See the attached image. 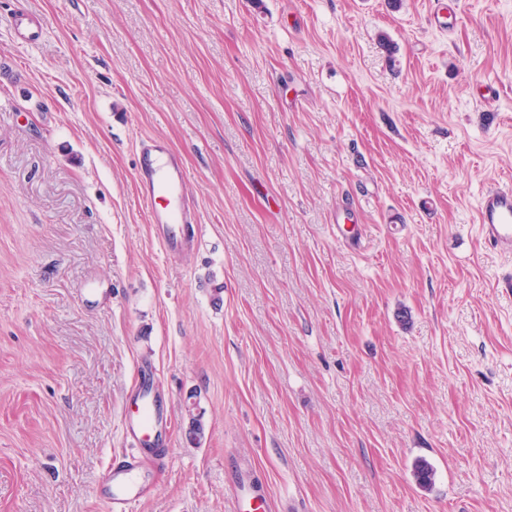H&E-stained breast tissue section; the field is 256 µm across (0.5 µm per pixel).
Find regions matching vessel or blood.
Instances as JSON below:
<instances>
[{
  "label": "vessel or blood",
  "instance_id": "b4317fda",
  "mask_svg": "<svg viewBox=\"0 0 512 512\" xmlns=\"http://www.w3.org/2000/svg\"><path fill=\"white\" fill-rule=\"evenodd\" d=\"M457 0H442L429 15V24L440 31L451 30L457 19ZM14 39L29 46L41 41L45 22L40 15L22 9L11 20ZM135 181L149 222L163 247L185 254L195 240L185 238L183 227L195 223V212L185 195V167L178 152L159 137H148L139 144ZM478 228L485 242L500 255L512 256V187L492 185L485 189L478 206ZM135 408L125 416V434L131 453L112 464L100 489L103 512H129L140 499L147 482L141 460L158 455L163 437L161 400L151 378H143L134 400ZM230 512H268L265 497L256 486L249 464H238L230 489Z\"/></svg>",
  "mask_w": 512,
  "mask_h": 512
}]
</instances>
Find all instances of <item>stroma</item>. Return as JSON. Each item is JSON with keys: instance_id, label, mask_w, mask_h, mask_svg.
<instances>
[{"instance_id": "stroma-1", "label": "stroma", "mask_w": 512, "mask_h": 512, "mask_svg": "<svg viewBox=\"0 0 512 512\" xmlns=\"http://www.w3.org/2000/svg\"><path fill=\"white\" fill-rule=\"evenodd\" d=\"M436 5L0 0V512H102L146 368L171 451L133 512H228L243 453L272 512H512V257L477 226L512 185V0L445 34ZM147 137L194 252L139 200ZM11 27L15 41L20 45H35L44 35L45 22L40 15L29 9H22L14 13ZM135 181L149 222L163 247L178 254L193 250L196 241L184 237L183 225L197 221L185 196V167L179 153L163 138L143 139L137 153Z\"/></svg>"}]
</instances>
